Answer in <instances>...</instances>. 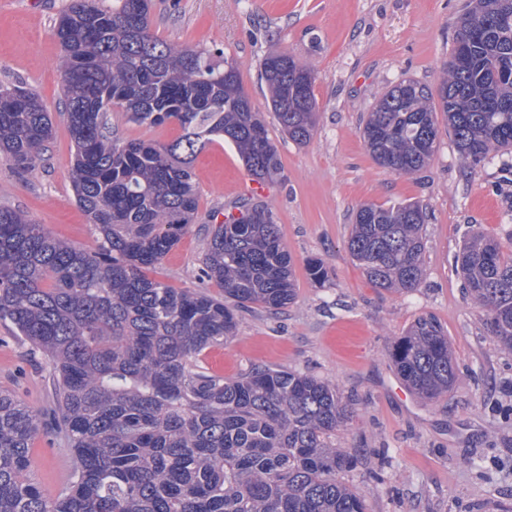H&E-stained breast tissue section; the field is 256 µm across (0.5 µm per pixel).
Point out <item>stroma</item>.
<instances>
[{
  "label": "stroma",
  "instance_id": "stroma-1",
  "mask_svg": "<svg viewBox=\"0 0 512 512\" xmlns=\"http://www.w3.org/2000/svg\"><path fill=\"white\" fill-rule=\"evenodd\" d=\"M69 0H0V85L34 92L53 135L34 170L18 172L0 155V208L27 212L53 237L87 251L98 234L78 207L70 169L74 144L58 68L54 26ZM470 0H151V30L179 47L205 48L233 64L262 112L282 163L274 182L253 180L228 140L208 144L193 171L197 212L189 231L150 272L175 288L218 293L204 274L211 225L241 203L272 210L293 258L297 296L283 310L239 312L233 336L203 352L201 365L228 378L263 366L312 374L336 385L355 417L337 447L356 463L343 481L366 512H512V354L487 335L463 289L455 255L473 234L512 232V153L480 165L460 159L441 131L429 165L406 176L378 166L362 130L379 94L403 79L438 90L453 38ZM272 50L314 71L318 117L308 144L281 133L260 62ZM122 142L179 138L159 126L109 115ZM420 203L426 211L420 288L394 294L373 287L346 243L364 203ZM329 271L310 280L307 263ZM435 315L448 331L460 379L433 405L405 387L389 360L392 343L414 320ZM46 410L55 402L45 355L0 322V389ZM30 473L48 495L69 483L73 452L55 433L40 434Z\"/></svg>",
  "mask_w": 512,
  "mask_h": 512
}]
</instances>
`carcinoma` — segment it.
Wrapping results in <instances>:
<instances>
[{
    "label": "carcinoma",
    "instance_id": "1",
    "mask_svg": "<svg viewBox=\"0 0 512 512\" xmlns=\"http://www.w3.org/2000/svg\"><path fill=\"white\" fill-rule=\"evenodd\" d=\"M63 94L75 145L77 204L99 235L87 252L0 208V321L44 352L55 406L39 412L0 391V512H365L340 473L354 457L332 443L354 411L314 375L255 368L228 379L198 364L233 335L234 308L277 312L296 295L293 261L271 211L239 206L214 224L204 274L220 293L178 289L148 272L180 241L197 208L196 154L227 138L250 176H281L277 149L238 70L151 31L150 0H70L58 18ZM271 111L303 145L316 125L313 71L272 51L261 61ZM117 106L130 121L176 120L166 143L105 135ZM443 116L461 159L512 151V0H471L438 96L409 80L384 90L363 127L372 159L398 175L431 160ZM52 136L39 98L0 86V153L28 169ZM425 212L417 202L363 204L347 249L375 287H420ZM511 252L477 235L456 255L488 334L512 353ZM390 362L425 402L458 381L448 332L420 316ZM52 429L73 450L68 487L45 496L29 476L32 441Z\"/></svg>",
    "mask_w": 512,
    "mask_h": 512
}]
</instances>
